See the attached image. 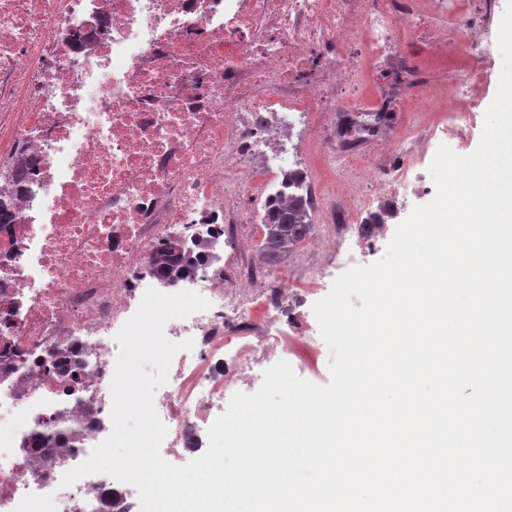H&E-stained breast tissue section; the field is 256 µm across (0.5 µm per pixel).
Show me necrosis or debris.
Instances as JSON below:
<instances>
[{
    "label": "necrosis or debris",
    "mask_w": 512,
    "mask_h": 512,
    "mask_svg": "<svg viewBox=\"0 0 512 512\" xmlns=\"http://www.w3.org/2000/svg\"><path fill=\"white\" fill-rule=\"evenodd\" d=\"M482 0H0V158L26 153L0 224V512H138L134 486L63 476L112 432L115 337L146 289L211 306L169 321L178 352L154 405L167 460L268 363L317 357L312 291L240 256L253 200L311 197L343 265L434 192L441 143L466 147L484 98ZM446 70L448 85L432 77ZM192 247L189 278L153 276ZM64 354L76 376L40 373ZM61 433L38 464L27 443ZM195 268L190 251L183 250L180 240L172 239L157 247L151 272L160 280L174 282L189 277Z\"/></svg>",
    "instance_id": "4bbe7bcc"
}]
</instances>
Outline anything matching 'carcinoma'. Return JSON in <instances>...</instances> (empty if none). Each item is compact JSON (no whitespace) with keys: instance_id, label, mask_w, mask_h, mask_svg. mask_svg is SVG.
<instances>
[{"instance_id":"1","label":"carcinoma","mask_w":512,"mask_h":512,"mask_svg":"<svg viewBox=\"0 0 512 512\" xmlns=\"http://www.w3.org/2000/svg\"><path fill=\"white\" fill-rule=\"evenodd\" d=\"M308 207L304 199L295 197L286 205L274 204L265 214L263 249L274 259L289 253L311 233ZM196 268L190 253L177 239L165 241L156 249L151 272L158 279L174 282L189 277Z\"/></svg>"}]
</instances>
